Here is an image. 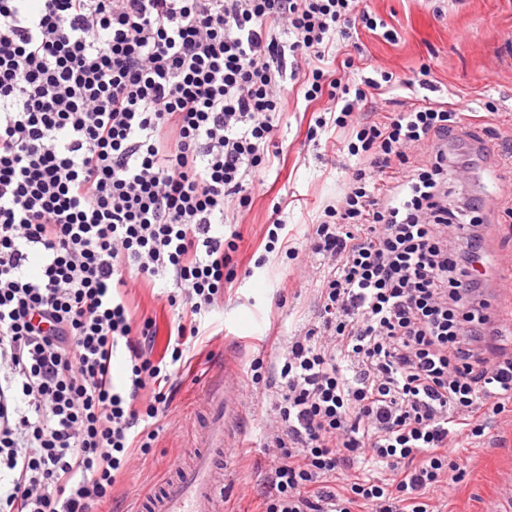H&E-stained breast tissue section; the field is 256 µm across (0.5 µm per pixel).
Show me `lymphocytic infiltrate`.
I'll return each instance as SVG.
<instances>
[{"instance_id":"lymphocytic-infiltrate-1","label":"lymphocytic infiltrate","mask_w":512,"mask_h":512,"mask_svg":"<svg viewBox=\"0 0 512 512\" xmlns=\"http://www.w3.org/2000/svg\"><path fill=\"white\" fill-rule=\"evenodd\" d=\"M360 2L0 0V512H98L158 437L292 91L354 163L304 248L277 207L254 262L319 261L318 323L251 376L272 394L258 512H440L481 415L512 406V314L481 293L486 201H448L458 110L368 104L433 89L430 67L335 78L352 27L397 39ZM168 280L157 357L129 295Z\"/></svg>"}]
</instances>
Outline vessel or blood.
Returning a JSON list of instances; mask_svg holds the SVG:
<instances>
[{"label":"vessel or blood","mask_w":512,"mask_h":512,"mask_svg":"<svg viewBox=\"0 0 512 512\" xmlns=\"http://www.w3.org/2000/svg\"><path fill=\"white\" fill-rule=\"evenodd\" d=\"M233 378L216 373L202 394L204 419L194 430L199 452L191 465L173 466L160 493L140 497L151 512H224V464L232 454L233 436L241 412Z\"/></svg>","instance_id":"1"}]
</instances>
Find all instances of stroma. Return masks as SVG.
Segmentation results:
<instances>
[{
	"label": "stroma",
	"mask_w": 512,
	"mask_h": 512,
	"mask_svg": "<svg viewBox=\"0 0 512 512\" xmlns=\"http://www.w3.org/2000/svg\"><path fill=\"white\" fill-rule=\"evenodd\" d=\"M398 34L394 43L360 32L358 47H346L356 68L382 67L407 79L421 65H430L436 89L430 97L447 100L457 95L469 131L481 133V142L466 141L477 161L474 180L448 186L450 198L486 195L498 190L512 195V172L504 168L503 140L482 129L477 112L485 102L498 108L500 130H512V0H364ZM308 118L302 109L289 106L274 140L286 163L278 171L272 190L259 196L242 226L239 268H247L253 254L262 252L263 226L275 203H283L288 234L303 241L323 207L344 190L349 160L325 137L308 140ZM486 252L491 263L512 256V212L495 208L485 218ZM315 291L302 279L293 261L270 254L254 276L228 290L224 304L210 316V330L195 343L193 375L185 376L174 400L176 411L153 448L134 463L113 492L114 512H127L135 498L157 487L172 462H189L194 454L189 422L200 415L197 375L211 367L236 374L243 388H250L251 366L270 351L265 336L279 329L294 330L314 321ZM262 406L245 402L236 438L246 453L228 462L227 494L241 512H251L253 493L268 467L260 441ZM500 443L474 449L461 466L464 480L449 489L441 502L445 512H512V423L492 422Z\"/></svg>",
	"instance_id": "35a3bbf8"
}]
</instances>
